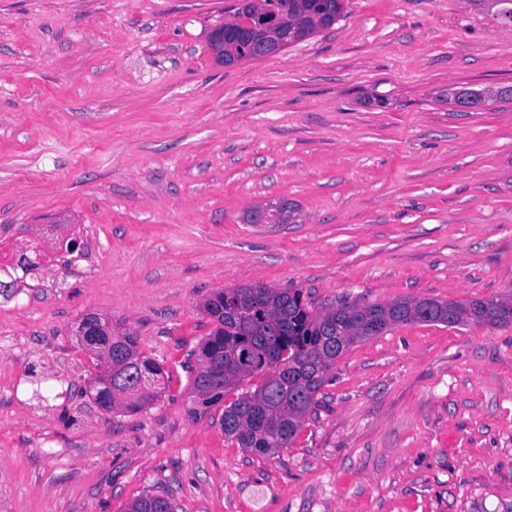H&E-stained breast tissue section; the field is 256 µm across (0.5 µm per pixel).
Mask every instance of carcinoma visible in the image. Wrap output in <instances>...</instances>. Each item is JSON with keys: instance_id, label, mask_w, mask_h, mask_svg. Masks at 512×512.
<instances>
[{"instance_id": "1", "label": "carcinoma", "mask_w": 512, "mask_h": 512, "mask_svg": "<svg viewBox=\"0 0 512 512\" xmlns=\"http://www.w3.org/2000/svg\"><path fill=\"white\" fill-rule=\"evenodd\" d=\"M233 23L245 34L235 54L217 56L228 65L255 59L256 48L246 38L261 13L278 15L285 45L305 40L333 26L344 16L345 0H242ZM496 18L512 23V0H468ZM251 224H285L288 205L279 203L251 210ZM213 330L195 356L204 371L191 375L199 402L210 406L254 376L255 390L245 391L224 407V435L239 447L271 458L291 444L318 406V394L336 360L351 346L372 339L397 325L512 324V299L469 300L399 299L365 306L342 303L314 312L301 290L240 285L214 291L203 302ZM98 376L89 393L106 411L122 408L138 412L153 404L164 379L163 368L143 354L140 338L124 331L112 344V366L98 362ZM170 497L146 495L127 512H177Z\"/></svg>"}]
</instances>
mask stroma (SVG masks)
Returning a JSON list of instances; mask_svg holds the SVG:
<instances>
[{"mask_svg":"<svg viewBox=\"0 0 512 512\" xmlns=\"http://www.w3.org/2000/svg\"><path fill=\"white\" fill-rule=\"evenodd\" d=\"M240 0H0V241L82 224L0 294V512H512V326L410 323L350 347L264 459L194 398L202 302L242 284L313 307L512 298V24L468 0H347L229 66ZM287 201L285 224H249ZM110 317L162 364L108 413L74 333ZM178 506L170 497L146 495L133 501L127 512H177Z\"/></svg>","mask_w":512,"mask_h":512,"instance_id":"1","label":"stroma"}]
</instances>
